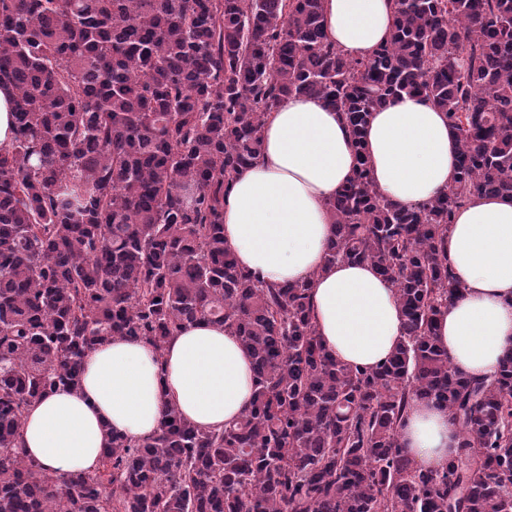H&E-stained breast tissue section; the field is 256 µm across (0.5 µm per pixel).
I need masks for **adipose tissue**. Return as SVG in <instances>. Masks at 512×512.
Returning a JSON list of instances; mask_svg holds the SVG:
<instances>
[{
    "mask_svg": "<svg viewBox=\"0 0 512 512\" xmlns=\"http://www.w3.org/2000/svg\"><path fill=\"white\" fill-rule=\"evenodd\" d=\"M392 21L393 0H325L328 38L353 58L371 56ZM365 145L374 183L393 202L426 201L457 176L456 135L425 98L405 95L373 112ZM355 162L338 112L317 98H289L264 125L260 158L233 180L224 242L262 282L311 278L323 345L341 363L367 368L394 350L404 317L394 287L372 265L325 264L333 233L327 202ZM448 262L463 294L441 313L437 342L463 375L491 379L512 351V202L486 196L460 208L448 234ZM252 393V358L223 325L187 326L161 355L143 340L112 339L87 352L78 388L58 389L28 408L23 446L52 472H90L109 432L151 437L170 404L192 422L222 430L237 424ZM459 445L447 410L412 403L399 430L409 459L439 469Z\"/></svg>",
    "mask_w": 512,
    "mask_h": 512,
    "instance_id": "obj_1",
    "label": "adipose tissue"
}]
</instances>
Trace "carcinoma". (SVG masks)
<instances>
[{
	"label": "carcinoma",
	"mask_w": 512,
	"mask_h": 512,
	"mask_svg": "<svg viewBox=\"0 0 512 512\" xmlns=\"http://www.w3.org/2000/svg\"><path fill=\"white\" fill-rule=\"evenodd\" d=\"M325 0H0V512H512V353L489 381L435 340L459 297L448 231L478 196L512 201V0H395L371 57L326 33ZM403 95L444 112L458 176L414 206L384 198L363 131ZM292 96L340 113L356 166L328 202L325 262H367L405 331L358 368L324 347L312 278L263 283L224 244V201L268 115ZM219 323L250 353L254 391L233 428L167 407L158 431L112 435L91 473L58 475L21 446L26 410L76 387L111 338L163 355ZM416 399L462 440L442 469L399 448ZM14 106L13 95L8 90H0V148L7 149L13 142L11 112Z\"/></svg>",
	"instance_id": "obj_1"
}]
</instances>
